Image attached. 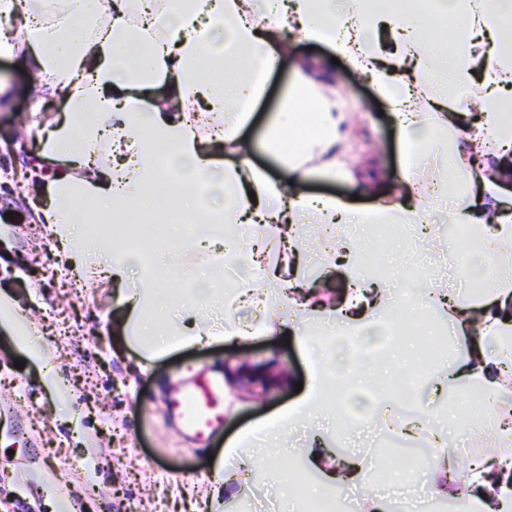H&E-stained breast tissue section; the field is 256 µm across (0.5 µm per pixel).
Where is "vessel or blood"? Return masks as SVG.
<instances>
[{
	"label": "vessel or blood",
	"mask_w": 512,
	"mask_h": 512,
	"mask_svg": "<svg viewBox=\"0 0 512 512\" xmlns=\"http://www.w3.org/2000/svg\"><path fill=\"white\" fill-rule=\"evenodd\" d=\"M167 412L178 419L192 440L208 439L224 424L223 379L197 371L169 396Z\"/></svg>",
	"instance_id": "1"
}]
</instances>
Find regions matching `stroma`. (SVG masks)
Returning <instances> with one entry per match:
<instances>
[{
	"instance_id": "stroma-1",
	"label": "stroma",
	"mask_w": 512,
	"mask_h": 512,
	"mask_svg": "<svg viewBox=\"0 0 512 512\" xmlns=\"http://www.w3.org/2000/svg\"><path fill=\"white\" fill-rule=\"evenodd\" d=\"M22 67L19 59L0 57V74L16 86L0 105V292L47 347L58 383H47L40 363L16 369L20 353L0 328V512H57L60 493L81 512H298L288 494L272 505L269 487L276 471L320 479L304 450L255 468L231 496L213 495L209 475L223 465L228 440L298 400L297 383L311 381L305 354L276 336H246L148 363L115 339L112 285L95 277L81 289L65 287L48 226L31 221L38 192L15 191L34 147L30 134L47 118L39 110L44 89ZM332 83L350 114V162H378L399 179L391 114L382 113L370 85L348 65L335 66ZM244 364L255 377L275 374V382L252 392L224 377L225 367ZM192 368L224 378V426L205 445L189 444L167 416L168 394Z\"/></svg>"
}]
</instances>
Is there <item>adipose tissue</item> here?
I'll use <instances>...</instances> for the list:
<instances>
[{
	"label": "adipose tissue",
	"instance_id": "adipose-tissue-1",
	"mask_svg": "<svg viewBox=\"0 0 512 512\" xmlns=\"http://www.w3.org/2000/svg\"><path fill=\"white\" fill-rule=\"evenodd\" d=\"M0 15L13 20L0 31V57L21 56L66 112L37 131L40 158L64 166L46 177L48 203L35 218L48 225L71 276L94 271L116 285L118 338L152 361L215 339L276 334L310 361L301 399L225 447L214 489L250 473L257 459L288 455L298 428L319 419L344 428L326 399L335 388L345 397L370 392L371 413L391 432L432 448L429 499L512 512V275L502 271L512 260V167L487 161L512 150V0H111L105 8L99 0H0ZM288 31L324 51L294 58L266 123L260 148L287 174L277 181L255 164L257 147L242 131L283 64ZM338 57L368 78L401 135L402 181L389 185L382 172L360 180L373 199L367 206L300 190L316 172L330 182L352 177L336 154L348 114L325 86ZM475 112L482 122L466 125ZM441 205L450 222L471 229L458 282L409 280L408 257L437 247L428 218ZM116 224L163 233L197 254L182 288L160 285L164 252L115 245ZM309 224L331 231L319 264L342 271L347 285L337 298L322 297L306 277ZM379 224L413 232L407 249L379 248L383 272L368 278L360 240ZM271 241L280 249L272 266ZM230 265L242 275L214 289ZM242 308L258 314L245 329L233 317ZM415 311L447 320L458 343L433 376L435 389L457 382L483 396L494 446L464 471L447 447L450 433H471L467 413L452 407L418 425L393 419L382 397L399 371L395 356L336 353L342 342L388 335ZM0 326L45 365L46 350L1 293ZM365 458L350 449L310 487V499L359 489L362 512H383L385 499L365 488Z\"/></svg>",
	"mask_w": 512,
	"mask_h": 512
}]
</instances>
